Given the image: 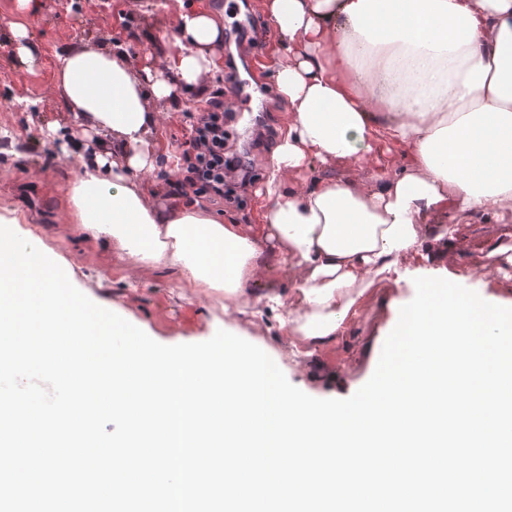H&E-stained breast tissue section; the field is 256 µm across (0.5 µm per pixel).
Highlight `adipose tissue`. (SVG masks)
I'll return each mask as SVG.
<instances>
[{"mask_svg": "<svg viewBox=\"0 0 512 512\" xmlns=\"http://www.w3.org/2000/svg\"><path fill=\"white\" fill-rule=\"evenodd\" d=\"M40 0H16L6 28L34 60L27 19ZM286 50L275 62L288 103L256 224H234L199 203L156 205L150 175L162 153L159 102L201 92L221 70L220 13L185 0L165 27L173 50L140 66L110 43L63 49L56 81L87 137L64 143L78 173L70 219L90 246L115 243L134 281L157 270L224 299V323L243 331L277 316L296 362L318 359L370 305L373 286L451 267L452 223L512 219V0H262ZM374 160L370 181L307 179L313 165ZM280 267L285 287L266 282Z\"/></svg>", "mask_w": 512, "mask_h": 512, "instance_id": "adipose-tissue-1", "label": "adipose tissue"}]
</instances>
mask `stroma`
I'll list each match as a JSON object with an SVG mask.
<instances>
[{
	"label": "stroma",
	"instance_id": "35a3bbf8",
	"mask_svg": "<svg viewBox=\"0 0 512 512\" xmlns=\"http://www.w3.org/2000/svg\"><path fill=\"white\" fill-rule=\"evenodd\" d=\"M177 8L176 0H43L39 16L31 24L36 59L29 66L19 62L7 34H0V130L9 131L24 144L22 157L0 154V208L16 211L24 223L41 225L48 244L72 260L77 278L104 275L117 263L118 250L112 245L104 250L85 247L67 222V179L72 164L66 157L49 152L43 134L47 124L57 123L70 129L73 137L81 135L71 125L56 83L58 54L66 45L108 40L121 44L138 62L158 63L172 46L149 39L146 32L162 29L169 13ZM241 52L238 41L225 37L224 56L234 60L236 66L233 72H220L203 94L182 98L180 112L161 129L170 151H177L189 138V113L208 109L217 96L225 106H234L235 87L244 76L237 64ZM287 113V102L275 93L265 101L263 117L253 128H246L240 121L229 126L224 150L245 157L254 182L242 194L240 204L208 202L211 210L238 224L256 223L267 202L262 191L285 130ZM458 236L456 262L474 271L487 259L473 250V242L494 236L499 244L512 247V222L502 225L475 218L459 225ZM101 293L135 319L147 322L162 344L178 333L185 342L197 341L205 326L190 319V312L202 311L206 319L224 316L222 302L203 298L198 289L166 274L131 283L115 278ZM385 323L380 308L369 310L353 328L347 343L328 354L325 368H334L342 361L349 364L343 396L353 395L368 381L372 348Z\"/></svg>",
	"mask_w": 512,
	"mask_h": 512
}]
</instances>
